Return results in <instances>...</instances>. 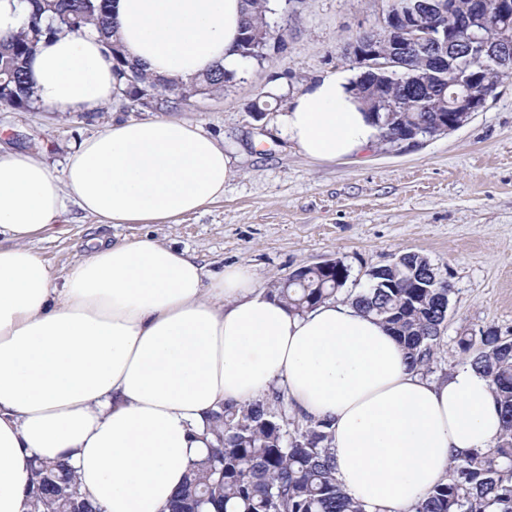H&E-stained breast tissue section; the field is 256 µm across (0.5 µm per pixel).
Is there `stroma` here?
Listing matches in <instances>:
<instances>
[{
  "label": "stroma",
  "instance_id": "obj_1",
  "mask_svg": "<svg viewBox=\"0 0 512 512\" xmlns=\"http://www.w3.org/2000/svg\"><path fill=\"white\" fill-rule=\"evenodd\" d=\"M389 0H282L270 21L283 51L247 68L223 94L196 96L166 118L215 136L236 174L224 196L172 224H103L69 205L70 231L34 242L56 276L99 238L147 234L193 254L212 273L248 267L261 287L328 259L350 268L343 294L368 287L369 270L416 252L451 286L438 376L463 361L457 336L494 328L512 336V82L459 129L405 152L373 145L336 161L307 159L276 120L289 100L328 72L353 71L349 47L378 29ZM119 108L58 113L0 107V148L28 153L62 173L72 147L124 120Z\"/></svg>",
  "mask_w": 512,
  "mask_h": 512
}]
</instances>
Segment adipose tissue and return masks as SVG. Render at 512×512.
<instances>
[{"instance_id": "adipose-tissue-1", "label": "adipose tissue", "mask_w": 512, "mask_h": 512, "mask_svg": "<svg viewBox=\"0 0 512 512\" xmlns=\"http://www.w3.org/2000/svg\"><path fill=\"white\" fill-rule=\"evenodd\" d=\"M130 58L159 81L240 73L243 0H116ZM99 34L59 32L30 62L41 104L80 112L111 99ZM329 72L279 117L305 157L332 161L379 135ZM223 145L176 119L115 121L71 152L64 177L0 153V512H28L29 461L65 458L105 512H168L202 448L206 417L272 386L330 419L344 493L368 512H401L441 482L453 457L501 432L488 378L470 364L431 380L397 339L349 303L298 314L250 270L208 273L196 256L144 236L98 242L56 277L31 248L69 231L68 202L104 224H170L224 195Z\"/></svg>"}]
</instances>
